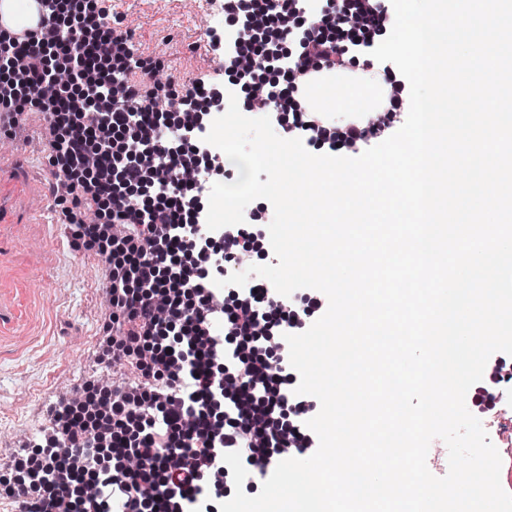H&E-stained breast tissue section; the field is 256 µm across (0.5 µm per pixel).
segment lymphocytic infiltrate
Here are the masks:
<instances>
[{
	"label": "lymphocytic infiltrate",
	"instance_id": "1",
	"mask_svg": "<svg viewBox=\"0 0 512 512\" xmlns=\"http://www.w3.org/2000/svg\"><path fill=\"white\" fill-rule=\"evenodd\" d=\"M44 3L50 25L24 43L0 32V109L27 103L54 115L60 136L49 162L104 216L75 222L72 234L73 247L96 248L110 268L101 357L131 361L144 382L87 385L55 409L53 435L26 442L24 473H0V486L23 496L27 512H110L114 503L121 512H210L224 453L240 452L247 471L264 478L288 452L317 450L304 426L319 401L283 419L299 376L281 338L311 319L298 291L287 301L269 288L228 286L219 297L206 287L209 269L254 251L258 234L227 226L220 252L205 248L192 208L202 187L184 178L203 148L198 118L170 124L155 109L158 90L129 81L131 34L105 24L95 0H84L64 31L53 23L58 0ZM394 17L391 0H224L227 88L273 109L304 145L359 156L395 133L407 110L406 79L370 55ZM54 65L92 89L95 103L49 89ZM336 72L365 73L384 88L377 119L338 124L303 105L317 76ZM169 126L179 148L168 144ZM143 186L157 188L154 203L137 202ZM219 312L220 335L211 326Z\"/></svg>",
	"mask_w": 512,
	"mask_h": 512
}]
</instances>
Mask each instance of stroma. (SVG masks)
Masks as SVG:
<instances>
[{"label": "stroma", "mask_w": 512, "mask_h": 512, "mask_svg": "<svg viewBox=\"0 0 512 512\" xmlns=\"http://www.w3.org/2000/svg\"><path fill=\"white\" fill-rule=\"evenodd\" d=\"M112 2H103L106 22L134 30L133 58L154 81L182 95L201 82L204 112L227 111L217 36L190 18L170 27L164 0H129L121 17ZM164 36L184 49L179 73L157 64L154 45ZM53 143V119L34 110L22 112L12 134H0V178L31 186L25 199L0 196V297L9 302L0 322V470L14 467L27 439L51 432L50 407L103 379L129 387L143 382L132 364L100 360L101 327L112 310L110 270L95 251L71 245L57 204L68 189L47 162Z\"/></svg>", "instance_id": "35a3bbf8"}]
</instances>
